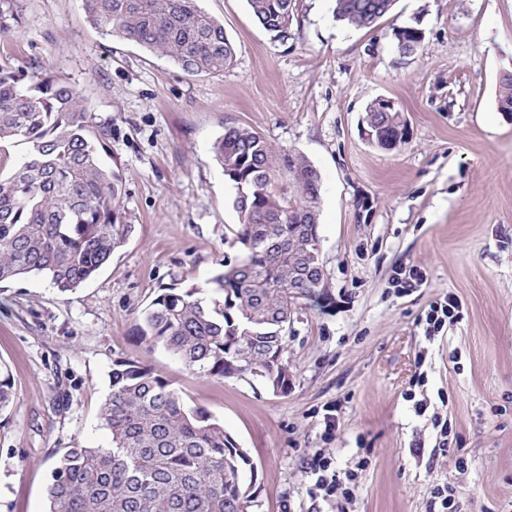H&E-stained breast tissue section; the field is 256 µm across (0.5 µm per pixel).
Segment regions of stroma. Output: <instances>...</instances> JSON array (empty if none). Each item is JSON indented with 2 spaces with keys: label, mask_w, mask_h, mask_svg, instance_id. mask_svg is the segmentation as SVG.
Returning <instances> with one entry per match:
<instances>
[{
  "label": "stroma",
  "mask_w": 512,
  "mask_h": 512,
  "mask_svg": "<svg viewBox=\"0 0 512 512\" xmlns=\"http://www.w3.org/2000/svg\"><path fill=\"white\" fill-rule=\"evenodd\" d=\"M22 6L0 62L59 72L111 118L101 160L133 231L72 292L38 274L0 283V365L14 392L0 412V512H48L58 454L109 446L99 412L121 359L173 380L247 452L249 512H440L433 490L448 485L461 512H512V116L497 107L512 0H397L364 29L336 22L333 0H297L285 42L247 0H200L236 56L199 75L103 36L82 0ZM412 23L424 39L405 57L394 29ZM379 97L405 122L393 151L363 133ZM229 126L302 153L321 177L326 288L291 314L284 393L194 375L137 334L160 288L196 285L217 300L207 282L241 254L235 190L212 152ZM399 266L425 283L392 288ZM448 294L459 318L427 333ZM318 455L358 469L348 493L317 487Z\"/></svg>",
  "instance_id": "stroma-1"
}]
</instances>
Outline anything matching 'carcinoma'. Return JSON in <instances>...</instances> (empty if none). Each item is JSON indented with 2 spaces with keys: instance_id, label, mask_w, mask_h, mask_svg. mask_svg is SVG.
<instances>
[{
  "instance_id": "obj_1",
  "label": "carcinoma",
  "mask_w": 512,
  "mask_h": 512,
  "mask_svg": "<svg viewBox=\"0 0 512 512\" xmlns=\"http://www.w3.org/2000/svg\"><path fill=\"white\" fill-rule=\"evenodd\" d=\"M22 0H0V40L21 24ZM87 19L104 35L145 47L190 75L221 72L235 48L224 25L198 0H82ZM254 19L274 38L292 36L297 0H247ZM395 0H335L334 19L373 26ZM420 29L394 28L401 55L420 50ZM498 108L512 111V73L499 79ZM372 114L373 144L405 143L397 109ZM26 153L0 177V282L31 273L67 293L92 278L132 232L115 203L121 195L101 152L112 143V120L88 110L66 78L45 72L25 80L0 65V145ZM236 189L235 242L242 257L209 281L223 304L209 305L204 288L169 287L142 313L139 335L162 345L186 369L214 380L260 378L288 392L285 359L288 291L304 288L315 301L325 280L288 267V252L313 251L302 232L320 220L321 178L305 156L277 147L257 132L226 127L213 144ZM111 392L100 419L106 448H66L48 487L50 512H247L242 478L249 460L208 412L190 407L174 383L134 360L113 365ZM0 370V411L13 403Z\"/></svg>"
}]
</instances>
